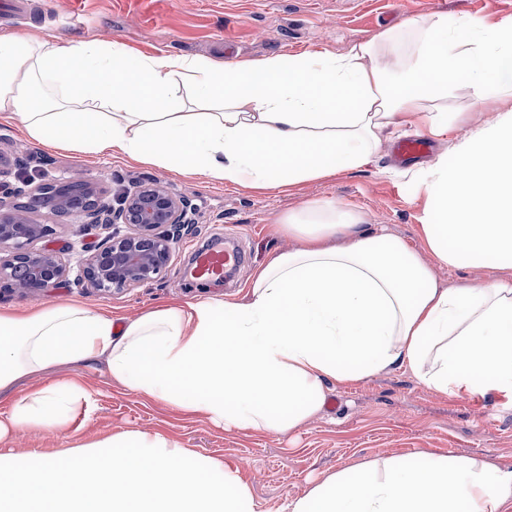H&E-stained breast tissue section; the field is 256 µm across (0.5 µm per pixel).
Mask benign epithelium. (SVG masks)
<instances>
[{
  "label": "benign epithelium",
  "instance_id": "benign-epithelium-1",
  "mask_svg": "<svg viewBox=\"0 0 512 512\" xmlns=\"http://www.w3.org/2000/svg\"><path fill=\"white\" fill-rule=\"evenodd\" d=\"M91 205L72 211L70 199L59 203V211L72 213L81 223L114 226L102 242L82 248L75 281L102 294H112L157 281L171 259L176 237L192 230L187 203L160 180L146 178L116 197L115 203L99 197L95 183L86 186ZM22 194V188L0 181V288H14L21 271L31 294L63 282L70 267L54 250L37 243L53 233L17 209H7V200ZM123 224L127 231L117 229Z\"/></svg>",
  "mask_w": 512,
  "mask_h": 512
}]
</instances>
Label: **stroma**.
I'll return each mask as SVG.
<instances>
[{
    "instance_id": "stroma-1",
    "label": "stroma",
    "mask_w": 512,
    "mask_h": 512,
    "mask_svg": "<svg viewBox=\"0 0 512 512\" xmlns=\"http://www.w3.org/2000/svg\"><path fill=\"white\" fill-rule=\"evenodd\" d=\"M0 0V34L89 40L111 33L141 52L205 55L224 63L256 59L272 52L325 49L346 52L352 43L375 38L412 18L455 19L478 15L512 17V0H57L78 15L71 21L47 13L43 0ZM406 130L385 133L363 169L337 173L295 186L291 193L254 192L213 181L202 173L184 176L130 162L119 155L49 151L26 141L19 121L0 120V181L30 178L42 185L81 172L106 195L152 176L184 198L194 233L180 239L162 280L113 295L77 286L73 280L35 296L0 295V306H51L76 302L96 308L118 323L171 301H216L242 297L255 270L295 240L273 236L271 227L289 211L333 198L420 246L425 198L411 181L410 163L394 160L390 148ZM53 233L43 239L76 265L82 245L102 241L101 226L78 223L71 215L34 212ZM232 239L246 254L230 280L202 284L188 274L197 247ZM54 379L73 378L93 394L90 413H77L60 430L30 429L0 441V453L30 461L80 443L102 442L131 430L159 432L195 453L215 458L250 485L260 512H282L329 473L363 460L419 452L512 459V402L499 396H437L401 371H383L366 380L331 386L326 410L285 435L255 429H223L202 414L182 412L133 393L111 378L104 363L64 366Z\"/></svg>"
}]
</instances>
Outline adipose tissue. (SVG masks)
Segmentation results:
<instances>
[{
  "mask_svg": "<svg viewBox=\"0 0 512 512\" xmlns=\"http://www.w3.org/2000/svg\"><path fill=\"white\" fill-rule=\"evenodd\" d=\"M415 48L381 63L400 31ZM512 100V20L411 19L343 54L276 52L224 64L131 52L116 40L0 35V119L51 150L121 153L184 175L287 192L370 163L384 132L467 138L411 178L425 196L415 248L332 199L285 214L298 240L238 299L170 303L116 327L83 304L0 306V391L56 367L105 362L131 391L218 427L286 434L330 385L385 370L430 391L512 400V110L471 125L458 92ZM497 270L438 287L431 265ZM91 394L72 380L25 394L0 439L65 427ZM288 512H512V461L429 453L330 473Z\"/></svg>",
  "mask_w": 512,
  "mask_h": 512,
  "instance_id": "adipose-tissue-1",
  "label": "adipose tissue"
}]
</instances>
